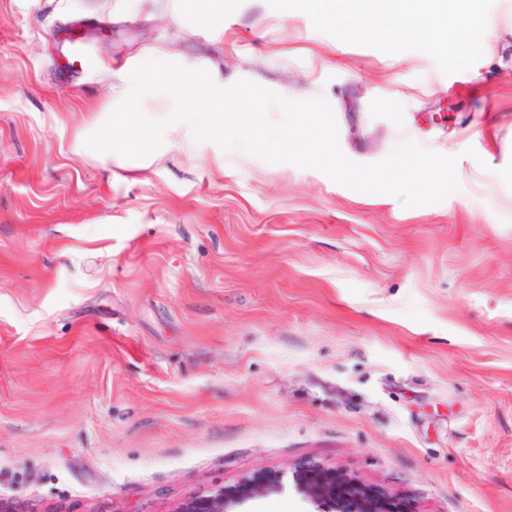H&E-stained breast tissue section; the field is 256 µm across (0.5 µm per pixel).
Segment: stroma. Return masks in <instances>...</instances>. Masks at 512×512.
Instances as JSON below:
<instances>
[{
  "label": "stroma",
  "instance_id": "35a3bbf8",
  "mask_svg": "<svg viewBox=\"0 0 512 512\" xmlns=\"http://www.w3.org/2000/svg\"><path fill=\"white\" fill-rule=\"evenodd\" d=\"M191 9L0 0V503L308 512L316 470L403 512H512V0L449 76L267 0L220 29ZM150 58L325 98L349 159L414 142L461 189L406 208L185 122L145 158L87 148L130 88L102 62ZM244 499L226 500L224 495L219 494L211 498L196 502L185 512H232L233 507L240 506Z\"/></svg>",
  "mask_w": 512,
  "mask_h": 512
}]
</instances>
